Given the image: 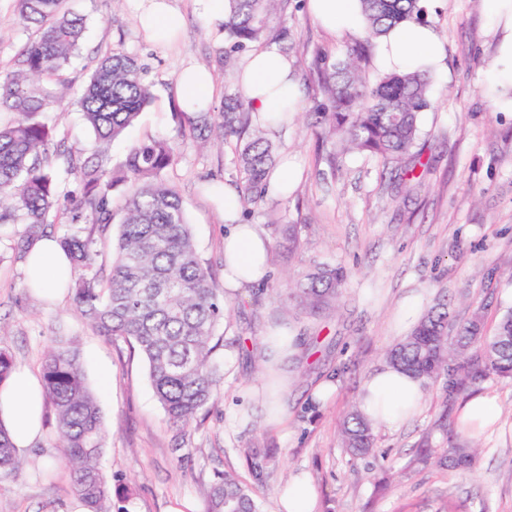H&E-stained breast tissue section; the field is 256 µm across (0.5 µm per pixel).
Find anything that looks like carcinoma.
I'll list each match as a JSON object with an SVG mask.
<instances>
[{
  "label": "carcinoma",
  "mask_w": 512,
  "mask_h": 512,
  "mask_svg": "<svg viewBox=\"0 0 512 512\" xmlns=\"http://www.w3.org/2000/svg\"><path fill=\"white\" fill-rule=\"evenodd\" d=\"M19 24L32 31L0 70V226L20 224L11 241L14 259L27 261L47 227L62 218L77 229L58 239L72 263L75 311L97 333L122 340L146 361L148 375L166 421L188 430L199 413L217 403L224 374L216 361L224 337L216 327L226 304L190 232L183 199L168 182L174 164L168 143L151 139L132 148L119 169L107 166L112 141L135 125L152 98L138 60L120 48L101 56L77 99L94 136L86 153L66 145L57 126L42 119L56 102V89L72 85L70 68L87 32L84 16L62 10L63 0H14ZM286 0H227L224 19L225 65L251 49L288 37L285 22L271 26ZM368 26L344 57L322 70L332 111L316 113V123L335 136L343 150L368 153L393 165L399 178L413 180L422 165L413 152L420 114L430 107L431 77L422 72L380 73L373 82L359 74L374 40L406 21L427 22L423 0H362ZM200 139L234 142L242 210L267 195V178L278 148L268 130L252 124L249 105L237 94L224 95L220 120L211 112H184ZM129 185L122 204L113 188ZM117 235H111L112 225ZM107 249L112 264L97 263ZM347 282L339 264L320 263L287 288L296 307L312 314L335 308ZM426 387L439 380L448 399L494 382L512 381V306L506 307L494 333L487 335L483 310L457 322L448 304L421 315L410 333L385 355ZM44 397L55 413L57 462L70 477L71 490L86 512H110L108 478L100 467L105 430L90 391L80 354L73 345L56 344L41 358ZM448 445L421 449L447 468L471 467L478 448L465 424H456ZM342 447L365 458L375 447L374 422L353 408L340 425ZM20 471L10 436L0 425V477ZM204 512H264L252 486L238 475L219 472L205 493Z\"/></svg>",
  "instance_id": "cac0c4a2"
}]
</instances>
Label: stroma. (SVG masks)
<instances>
[{
  "label": "stroma",
  "instance_id": "obj_1",
  "mask_svg": "<svg viewBox=\"0 0 512 512\" xmlns=\"http://www.w3.org/2000/svg\"><path fill=\"white\" fill-rule=\"evenodd\" d=\"M306 0H289L284 14L289 37L280 49L293 60L302 107L270 132L298 173L287 198L267 195L245 214L271 241V278L229 296L230 311L218 328L224 347L218 359L223 394L204 409L200 426L179 433L164 411L141 356L123 342L94 333L73 310L70 296L49 301L26 288L23 263L10 250L15 226L0 227V348L16 365L38 372L56 337L81 350L87 384L107 429L101 464L109 475L113 507L124 512H169L181 502L203 512L205 489L218 471L248 476L246 452L269 455L255 491L266 512H277L280 493L293 476L307 474L317 492L315 512H512V382L485 387L500 405L497 423L477 443L466 471L443 470L415 460L425 439L440 442V416L456 421L462 399L445 401L441 387L426 391L420 414L399 429H375V452L347 455L339 421L356 403L367 375L404 334L396 324L403 300L421 308L447 301L457 321L483 309L494 330L501 306L512 304V112L498 111L485 89L495 61L496 35L483 0H431L428 21L447 40L442 76L433 78L430 107L420 115L419 145L426 168L419 186H404L381 164L358 153H341L323 137L311 114L327 106L320 71L342 57L349 37L335 38L309 14ZM183 16L177 40L149 41L131 0H66L88 18V33L74 62V90L59 95L49 122L69 146L86 149L92 133L81 118L76 88L98 58L113 47L136 56L147 69L153 99L136 125L109 149L112 165L153 137L175 150L170 181L180 192L197 250L216 281L224 279V210L206 185L211 175L237 187L229 147L200 148L180 117L177 76L187 65L209 69L220 112L224 94L235 91L218 63L224 55L222 26L207 22L195 0H173ZM14 0H0V66L28 40ZM299 228L300 246L289 251L278 226ZM333 260L349 278L336 307L311 315L274 300L276 290L314 263ZM293 337L288 358V409L275 423L264 394V336ZM336 390L322 396L319 387ZM55 415L44 409L43 436L23 454L22 473L0 478V512H76L67 471L55 467ZM54 466L53 477L42 471Z\"/></svg>",
  "mask_w": 512,
  "mask_h": 512
}]
</instances>
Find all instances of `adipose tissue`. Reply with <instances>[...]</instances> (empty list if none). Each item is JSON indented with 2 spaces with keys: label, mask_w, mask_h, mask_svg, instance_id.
Returning a JSON list of instances; mask_svg holds the SVG:
<instances>
[{
  "label": "adipose tissue",
  "mask_w": 512,
  "mask_h": 512,
  "mask_svg": "<svg viewBox=\"0 0 512 512\" xmlns=\"http://www.w3.org/2000/svg\"><path fill=\"white\" fill-rule=\"evenodd\" d=\"M139 24L147 37L159 44L175 41L181 15L171 0H133ZM498 34L497 58L486 75V84L503 96L504 110L512 111V0H484ZM307 7L330 34L357 36L364 32L366 17L361 0H308ZM447 42L434 28L403 22L388 30L374 44V62L386 73L443 72ZM180 102L189 112L207 109L213 94L211 74L190 66L178 77ZM239 95L249 103L253 121L266 125L270 114L283 111L300 98L292 60L277 47L248 52L237 80ZM224 197V284L236 290L264 282L269 274L270 240L259 225L239 222V195L222 187ZM27 269L37 278V293L55 296L69 273V262L56 240L37 241ZM361 411L390 428L406 424L424 403L420 382L383 364L371 372L361 388ZM43 395L39 381L26 369L15 368L0 385V424L9 432L17 451L30 448L42 433Z\"/></svg>",
  "instance_id": "1"
}]
</instances>
